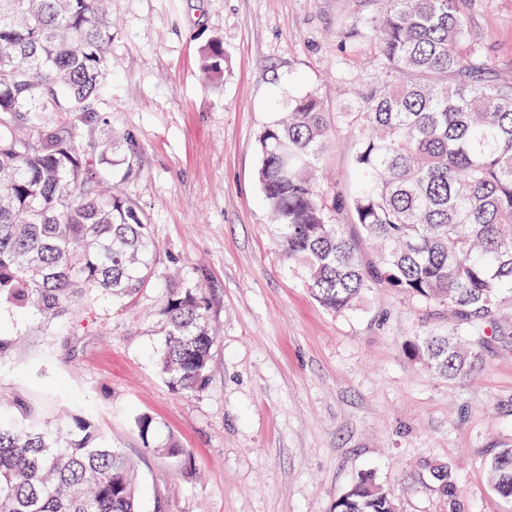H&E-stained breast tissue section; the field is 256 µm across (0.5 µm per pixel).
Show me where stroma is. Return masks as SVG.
Listing matches in <instances>:
<instances>
[{"instance_id": "1", "label": "stroma", "mask_w": 512, "mask_h": 512, "mask_svg": "<svg viewBox=\"0 0 512 512\" xmlns=\"http://www.w3.org/2000/svg\"><path fill=\"white\" fill-rule=\"evenodd\" d=\"M475 38L512 76V0H463ZM378 0H112V76L98 120L80 129L95 152L133 137L136 173L113 160L119 192L148 217L161 263L202 287L216 336L209 382L174 390L153 357L164 340L161 291L90 300L84 320L47 323L0 305V405L77 406L134 460L141 512H331L372 472L399 512H448L428 480L453 467L461 512H512L485 463L512 443V334L480 343L482 361L454 379L406 350L448 325V311L376 290L352 311L322 309L277 251L257 178L258 139L279 104L312 91L333 112L375 69L361 26ZM224 43V77L204 85L200 50ZM319 161L332 193L352 175V140L335 129ZM175 438L183 465L147 451ZM133 423L145 445V448L161 452L171 458L175 463H180L182 461L185 451L184 448H180L176 440L169 439L161 445H154L152 443L151 438L155 429V421L152 417L146 414H137L133 418Z\"/></svg>"}]
</instances>
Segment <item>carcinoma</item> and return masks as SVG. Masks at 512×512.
Masks as SVG:
<instances>
[{
    "label": "carcinoma",
    "instance_id": "cac0c4a2",
    "mask_svg": "<svg viewBox=\"0 0 512 512\" xmlns=\"http://www.w3.org/2000/svg\"><path fill=\"white\" fill-rule=\"evenodd\" d=\"M376 76L353 104L330 114L313 93L259 136L258 180L281 258L326 310L349 311L375 288L448 309V330L409 344L430 370L467 375L479 354L467 336L501 329L512 302V81L471 35L459 0H388L366 20ZM112 19L105 0H0V303L52 322L79 301L136 297L165 284L156 314L166 324L160 375L189 394L208 384L215 336L200 288L161 271L147 217L105 186L104 164L137 144L85 152L77 127L44 123L71 112L84 124L112 75ZM207 83L224 72V47L201 51ZM349 129L353 176L327 196L319 159L333 125ZM347 211L353 223L335 215ZM0 413V512H140L135 465L76 408L52 417L23 402ZM133 423L145 447L179 463L177 441L152 443L155 421ZM490 488L512 499V444L486 462ZM430 478L459 512L452 468ZM332 512H398L370 474Z\"/></svg>",
    "mask_w": 512,
    "mask_h": 512
}]
</instances>
